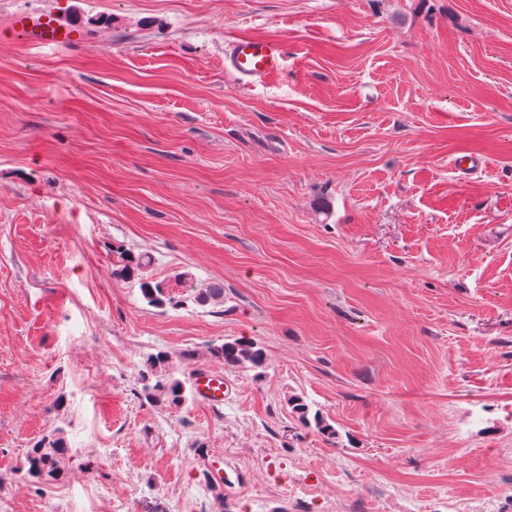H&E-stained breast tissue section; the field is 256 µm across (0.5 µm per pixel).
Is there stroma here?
Returning <instances> with one entry per match:
<instances>
[{
  "instance_id": "35a3bbf8",
  "label": "stroma",
  "mask_w": 512,
  "mask_h": 512,
  "mask_svg": "<svg viewBox=\"0 0 512 512\" xmlns=\"http://www.w3.org/2000/svg\"><path fill=\"white\" fill-rule=\"evenodd\" d=\"M239 36L282 72L242 85ZM237 339L261 365L212 356ZM160 350L223 406L144 399ZM508 483L512 0H0V512H512ZM13 29L22 40L35 44H69L72 32L55 22L38 19L34 21L27 17L19 18L14 22ZM284 44L274 37H244L231 44L224 65L243 85H255L279 73L283 68ZM193 388L195 396L202 404L219 407L224 404V395L231 387L223 374L197 369L193 373ZM65 448L61 437L56 435L44 436L32 448L28 458V473L31 476H38L45 470L53 472L57 467L58 457L64 454Z\"/></svg>"
}]
</instances>
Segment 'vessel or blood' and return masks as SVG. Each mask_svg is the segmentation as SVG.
Wrapping results in <instances>:
<instances>
[{
	"label": "vessel or blood",
	"instance_id": "vessel-or-blood-1",
	"mask_svg": "<svg viewBox=\"0 0 512 512\" xmlns=\"http://www.w3.org/2000/svg\"><path fill=\"white\" fill-rule=\"evenodd\" d=\"M13 29L24 41L35 44L66 45L71 40L69 29L47 20L26 17L15 21ZM284 44L274 37H244L234 41L224 56V64L234 71L245 85H254L279 73L283 68ZM193 388L198 400L205 405L218 407L230 385L222 374L207 369L193 373Z\"/></svg>",
	"mask_w": 512,
	"mask_h": 512
}]
</instances>
